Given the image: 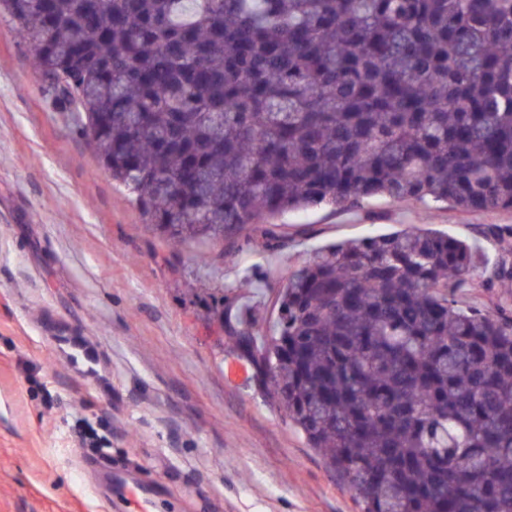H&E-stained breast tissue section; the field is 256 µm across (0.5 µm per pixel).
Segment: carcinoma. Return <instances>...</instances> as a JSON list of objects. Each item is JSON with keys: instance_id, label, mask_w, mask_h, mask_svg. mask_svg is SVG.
I'll return each mask as SVG.
<instances>
[{"instance_id": "carcinoma-1", "label": "carcinoma", "mask_w": 512, "mask_h": 512, "mask_svg": "<svg viewBox=\"0 0 512 512\" xmlns=\"http://www.w3.org/2000/svg\"><path fill=\"white\" fill-rule=\"evenodd\" d=\"M167 242L376 198L512 210V0H0ZM411 226L313 250L229 326L360 512H512V320Z\"/></svg>"}]
</instances>
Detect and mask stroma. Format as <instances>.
I'll return each instance as SVG.
<instances>
[{"mask_svg": "<svg viewBox=\"0 0 512 512\" xmlns=\"http://www.w3.org/2000/svg\"><path fill=\"white\" fill-rule=\"evenodd\" d=\"M0 18V512H130L108 475L155 489L153 512H359L321 456L269 402L213 325L221 302L279 288L310 250L410 225L478 253L463 303L496 312L481 283L512 267V211L385 199L275 218L209 247H173L146 226L31 69Z\"/></svg>", "mask_w": 512, "mask_h": 512, "instance_id": "obj_1", "label": "stroma"}]
</instances>
